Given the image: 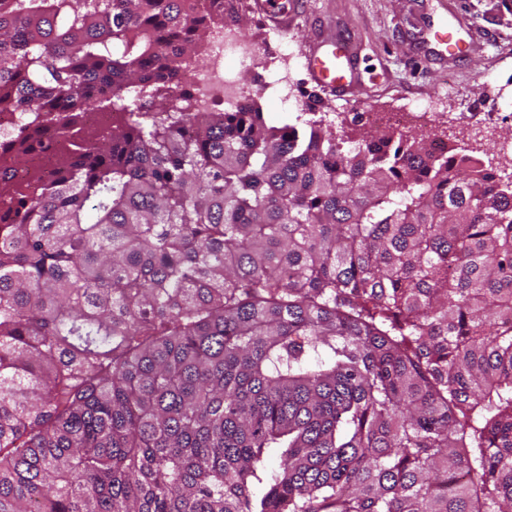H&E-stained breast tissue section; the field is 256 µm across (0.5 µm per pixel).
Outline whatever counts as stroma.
Returning <instances> with one entry per match:
<instances>
[{"label":"stroma","instance_id":"obj_1","mask_svg":"<svg viewBox=\"0 0 512 512\" xmlns=\"http://www.w3.org/2000/svg\"><path fill=\"white\" fill-rule=\"evenodd\" d=\"M253 0L237 9L257 44L294 52L289 76L295 93L310 111L327 113L335 127L360 134L365 114L402 112L411 106L434 112H499L507 122L479 147L486 164H494L501 144L512 141V12L501 0H301V17L292 27L262 26ZM451 25L462 53L442 63L427 57L421 29L429 18ZM336 36L357 48L358 79L353 92L333 98L309 82L301 52L311 41ZM271 73L263 66L240 72L241 85L256 99L272 125L295 123L298 112L279 99L260 94Z\"/></svg>","mask_w":512,"mask_h":512}]
</instances>
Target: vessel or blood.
Returning a JSON list of instances; mask_svg holds the SVG:
<instances>
[{"instance_id": "vessel-or-blood-1", "label": "vessel or blood", "mask_w": 512, "mask_h": 512, "mask_svg": "<svg viewBox=\"0 0 512 512\" xmlns=\"http://www.w3.org/2000/svg\"><path fill=\"white\" fill-rule=\"evenodd\" d=\"M428 42L434 43L438 55H458L460 46L447 24L424 27ZM353 45L344 37L329 44L305 49L306 69L311 82L333 95H343L353 82Z\"/></svg>"}]
</instances>
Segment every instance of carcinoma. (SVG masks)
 Segmentation results:
<instances>
[{"instance_id": "carcinoma-1", "label": "carcinoma", "mask_w": 512, "mask_h": 512, "mask_svg": "<svg viewBox=\"0 0 512 512\" xmlns=\"http://www.w3.org/2000/svg\"><path fill=\"white\" fill-rule=\"evenodd\" d=\"M212 2L0 0L13 160L68 142L0 201V512H512V178L189 111ZM121 115L117 112H86L84 113V125L94 131L99 137L108 136L112 132V126L120 122Z\"/></svg>"}]
</instances>
